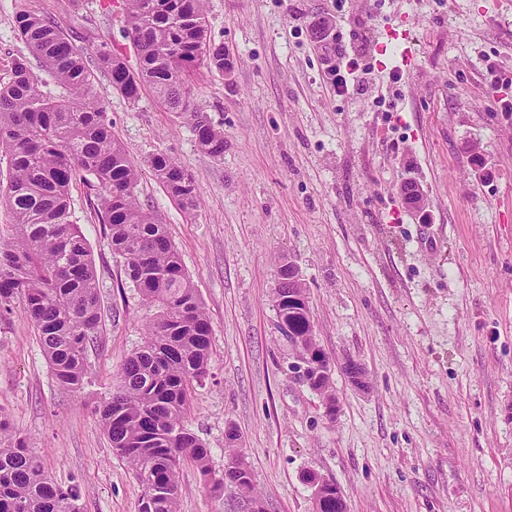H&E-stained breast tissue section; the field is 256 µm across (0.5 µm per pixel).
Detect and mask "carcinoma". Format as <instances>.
<instances>
[{
  "label": "carcinoma",
  "mask_w": 512,
  "mask_h": 512,
  "mask_svg": "<svg viewBox=\"0 0 512 512\" xmlns=\"http://www.w3.org/2000/svg\"><path fill=\"white\" fill-rule=\"evenodd\" d=\"M206 0H124L127 34L139 54L131 71L107 44L97 48L98 68L112 89L129 100L144 86L171 109L188 113L199 146L224 156V132L191 107L186 74L205 66L231 71L224 48L207 41ZM18 35L51 72L63 95L42 92L25 57L14 59L0 84V157L8 180L0 198L10 209L11 233L0 234V319L14 301L35 328L56 380L75 394H88L93 377L88 347L101 331V300L94 261L73 220L69 190L89 176L103 189L98 217L125 276L154 317L145 323V343L123 363L119 383L94 402L93 412L115 455L143 487L138 512H178L180 465L189 461L211 475V450L184 425L193 384L209 372L212 325L193 280L169 238L166 225L143 210L133 194L138 164L112 135L105 108L94 92L96 75L84 51L56 26L35 14L16 16ZM165 192L186 212L197 204L194 179L173 158L145 160ZM288 335L299 339L303 357L317 364L312 389L325 407L336 404L328 361L313 336L310 309L295 300L276 303ZM231 455L225 478L242 505L266 512L238 435L229 430ZM166 491L156 507L152 489ZM315 512H346L336 484L314 493ZM80 491L63 488L45 472L26 437L0 418V512H79Z\"/></svg>",
  "instance_id": "1"
}]
</instances>
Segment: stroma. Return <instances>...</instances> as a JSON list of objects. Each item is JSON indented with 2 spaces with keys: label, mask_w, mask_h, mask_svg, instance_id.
<instances>
[{
  "label": "stroma",
  "mask_w": 512,
  "mask_h": 512,
  "mask_svg": "<svg viewBox=\"0 0 512 512\" xmlns=\"http://www.w3.org/2000/svg\"><path fill=\"white\" fill-rule=\"evenodd\" d=\"M121 3L0 0V82L29 53L22 11L82 47L89 67L105 43L137 69ZM316 15L336 21L342 53L362 52L365 94L327 84ZM206 16L234 68L196 67L187 88L223 130V157L151 90L126 99L102 72L95 88L132 160L163 153L195 181L190 212L143 165L134 195L166 225L211 321V370L186 426L213 475L232 427L266 512H313L309 472L339 487L348 512H512V115L490 90L508 79L512 98V0H207ZM409 179L424 209L406 203ZM70 200L99 279L89 363L105 392L142 346L147 311L98 220V189L73 182ZM283 258L329 361L332 418L296 371L273 301ZM92 406L56 382L14 305L0 322V416L57 484L79 488L81 512H136L143 488ZM179 495V512H240L234 488L212 495L189 462Z\"/></svg>",
  "instance_id": "35a3bbf8"
}]
</instances>
